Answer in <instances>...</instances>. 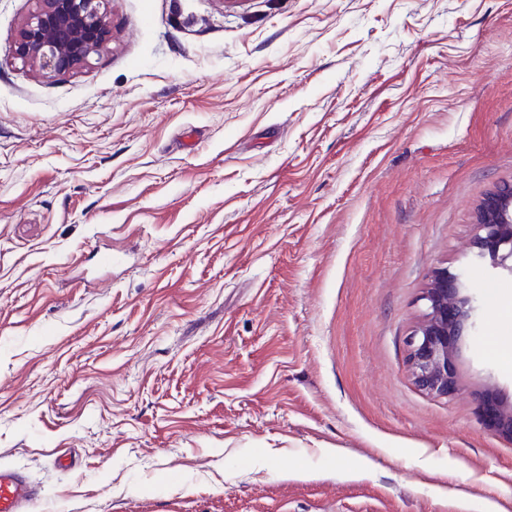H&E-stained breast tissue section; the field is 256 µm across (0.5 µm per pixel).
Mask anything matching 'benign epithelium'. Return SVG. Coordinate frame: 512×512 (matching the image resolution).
Wrapping results in <instances>:
<instances>
[{
	"label": "benign epithelium",
	"instance_id": "1",
	"mask_svg": "<svg viewBox=\"0 0 512 512\" xmlns=\"http://www.w3.org/2000/svg\"><path fill=\"white\" fill-rule=\"evenodd\" d=\"M14 46L15 59L49 77L91 64L112 38V0H36ZM471 263L512 276V182L504 181L478 208L470 242ZM423 321L407 340L411 376L417 387L448 397L460 384L457 343L476 328V297L466 293L460 273L436 269L422 295ZM485 424L512 439V408L486 396L480 403Z\"/></svg>",
	"mask_w": 512,
	"mask_h": 512
}]
</instances>
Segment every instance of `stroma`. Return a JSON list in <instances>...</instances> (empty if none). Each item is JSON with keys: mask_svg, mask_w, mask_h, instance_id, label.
<instances>
[{"mask_svg": "<svg viewBox=\"0 0 512 512\" xmlns=\"http://www.w3.org/2000/svg\"><path fill=\"white\" fill-rule=\"evenodd\" d=\"M35 6L0 0V464L62 512H512V278L467 268L512 0H112L56 77ZM441 267L479 300L448 398L406 344ZM485 424L499 435L512 440V408L497 404L492 397L485 396L480 403Z\"/></svg>", "mask_w": 512, "mask_h": 512, "instance_id": "35a3bbf8", "label": "stroma"}]
</instances>
